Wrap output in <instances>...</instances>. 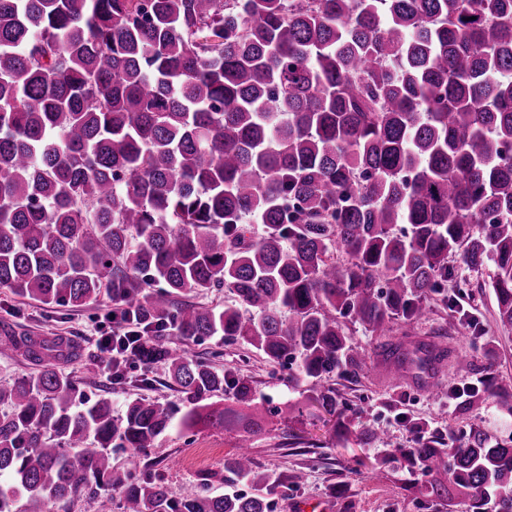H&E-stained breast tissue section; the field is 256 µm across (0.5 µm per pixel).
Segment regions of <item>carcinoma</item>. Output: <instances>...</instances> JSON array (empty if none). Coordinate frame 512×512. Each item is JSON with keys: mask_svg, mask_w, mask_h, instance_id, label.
<instances>
[{"mask_svg": "<svg viewBox=\"0 0 512 512\" xmlns=\"http://www.w3.org/2000/svg\"><path fill=\"white\" fill-rule=\"evenodd\" d=\"M264 234L252 236L249 225ZM345 255L336 261L333 250ZM494 263L497 322L512 330V0H0V288L47 306L105 295L147 332L129 354L185 410L149 397H88L61 365L64 336L0 330V354L36 366L0 383V512L96 500L112 512H273L288 477L246 451L224 484L167 487L112 466L176 428L236 420L253 381L178 352L205 337L297 360L310 398L336 413L333 375L356 381L358 320L400 379L448 359L390 342L452 277L448 254ZM224 288V306L190 292ZM381 446L426 498L512 512V447L479 429L444 445L426 430Z\"/></svg>", "mask_w": 512, "mask_h": 512, "instance_id": "carcinoma-1", "label": "carcinoma"}]
</instances>
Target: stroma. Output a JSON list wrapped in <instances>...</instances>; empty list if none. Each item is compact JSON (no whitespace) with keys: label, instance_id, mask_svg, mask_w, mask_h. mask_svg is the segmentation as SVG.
<instances>
[{"label":"stroma","instance_id":"obj_1","mask_svg":"<svg viewBox=\"0 0 512 512\" xmlns=\"http://www.w3.org/2000/svg\"><path fill=\"white\" fill-rule=\"evenodd\" d=\"M448 265L453 277L444 284V300L434 301L429 316L408 326L407 331L411 339L425 341L434 339L436 332H444L447 342L469 353V369L459 370L455 361H446L438 392L428 396L420 392L415 379H388L376 356L370 355L359 381H336L338 405L349 426L363 424L385 431L394 445L403 448L416 446L420 434L413 423L417 420L442 434L467 432L478 426L495 441L512 437V414L505 409L512 403V331L503 330L496 321V301L489 286L494 265L488 262L472 270L455 255L449 256ZM462 289L473 291V298L464 299L462 307L452 306V299L458 298ZM111 308L104 297L81 306L51 308L0 289L1 322L19 333L40 336L51 332L71 337L83 346L84 359L64 364L63 369L86 379L85 391L90 397L111 392L117 410L125 399L140 395L180 403V393L165 379L142 385L139 365L128 367L127 381L119 387L97 367L96 343L108 329ZM217 349L222 355L216 359L212 353ZM190 352L217 368L253 380L256 405L247 415L261 423L251 437L250 452L257 465L282 474L303 473V483L276 495V512H292L293 502L318 499L329 502L330 512H462L461 505L420 497L404 465L385 464L374 474L365 468L355 469L356 460H371L376 445L336 441L332 436L334 418L307 401V382L293 380L295 364L270 363L245 343L222 345L214 338L191 345ZM489 363L496 374L491 396L486 393L490 386L484 370ZM471 386L482 391L480 404H473L466 396L449 399V388ZM286 402L300 404V411L286 418L273 414V407ZM240 436V429L235 427L200 424L183 434L164 435L156 447L135 456L117 451L112 463L120 468L134 467L140 476L157 477L178 496L194 488L200 471L223 472L224 460L235 453Z\"/></svg>","mask_w":512,"mask_h":512}]
</instances>
